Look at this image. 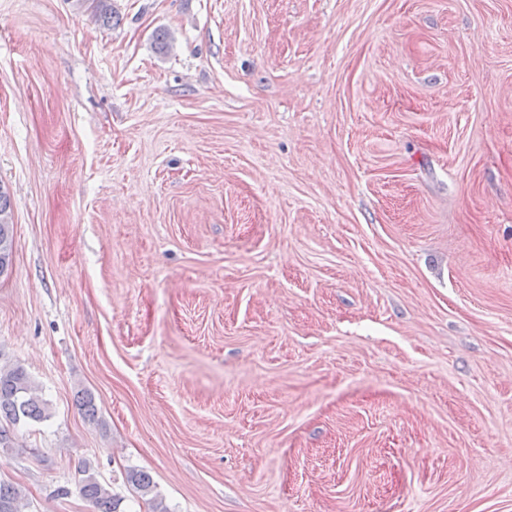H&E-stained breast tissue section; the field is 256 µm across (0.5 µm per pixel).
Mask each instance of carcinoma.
<instances>
[{
	"mask_svg": "<svg viewBox=\"0 0 512 512\" xmlns=\"http://www.w3.org/2000/svg\"><path fill=\"white\" fill-rule=\"evenodd\" d=\"M13 227L11 222V201L8 193L0 186V263L12 258ZM77 406L89 420H95L98 409L94 395L87 389L77 393ZM49 418V404L35 393L25 368L15 364L0 368V448L14 445V430L21 424L41 422ZM131 484L148 498L150 512H168L163 500L154 495L155 484L152 476L143 470H131L126 475ZM76 488L80 496L91 503L97 512H121L122 498L112 493L108 484L102 482L89 462L79 469ZM22 497L11 483L0 480V512H21Z\"/></svg>",
	"mask_w": 512,
	"mask_h": 512,
	"instance_id": "carcinoma-1",
	"label": "carcinoma"
}]
</instances>
